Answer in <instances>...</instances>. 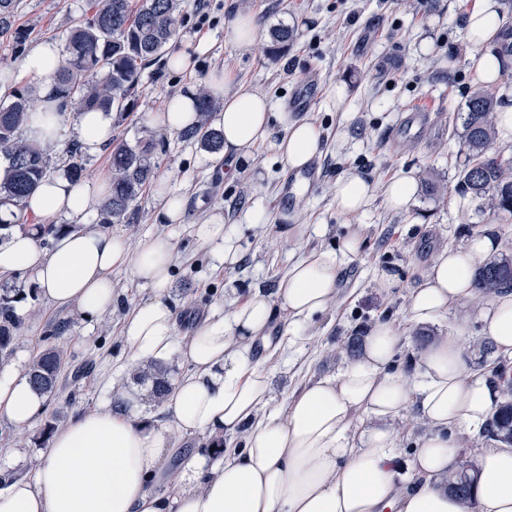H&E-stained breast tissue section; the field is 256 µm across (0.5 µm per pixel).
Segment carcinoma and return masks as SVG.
Segmentation results:
<instances>
[{
  "instance_id": "obj_1",
  "label": "carcinoma",
  "mask_w": 512,
  "mask_h": 512,
  "mask_svg": "<svg viewBox=\"0 0 512 512\" xmlns=\"http://www.w3.org/2000/svg\"><path fill=\"white\" fill-rule=\"evenodd\" d=\"M182 0H102L90 5L91 14L69 25L62 51V62L53 99L59 114L101 109L124 112L129 98L137 91L142 73L165 55L175 42L182 21ZM16 0H0V33L10 35L19 46L27 33L13 28ZM31 95L18 91L14 99L0 105V213L12 216L7 221L0 216V241L15 228L36 233L44 240L62 228L60 224L25 223L24 201L50 173V147L36 146L20 135L30 119ZM497 98L488 90L474 92L467 101L462 126V149L465 161L458 171L460 190L471 195L501 220L512 219V161L492 152L495 134ZM201 147L218 153L222 135L200 125L190 135ZM151 141L130 146L123 141L113 144L111 154L110 192L101 205L102 223H121L129 218L133 202L143 186L154 176ZM85 171L83 155L74 145L68 154L67 173L77 180ZM475 280L485 295L502 286L512 285V259L501 258L479 266ZM15 318L9 286L0 287V356L12 352ZM64 365L63 352L49 347L38 351L24 366L29 381L46 394L54 393L59 373ZM133 379L151 384L152 400L164 403L172 383L167 368L152 362L133 369ZM512 430V402L501 403L486 425L490 438ZM473 461L462 457L458 469L448 475L449 491L464 500L470 499L471 486L477 470L469 471L468 488L456 492L459 470Z\"/></svg>"
}]
</instances>
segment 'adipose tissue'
Segmentation results:
<instances>
[{"label": "adipose tissue", "mask_w": 512, "mask_h": 512, "mask_svg": "<svg viewBox=\"0 0 512 512\" xmlns=\"http://www.w3.org/2000/svg\"><path fill=\"white\" fill-rule=\"evenodd\" d=\"M463 33L478 82L501 84L512 69V16L499 0H471ZM61 65L58 46L33 45L18 71L0 73V100L21 81L39 88L41 101L25 128L27 139L57 142L61 117L50 97ZM209 91L221 107L211 125L223 135L225 156L254 159L257 146L274 144L289 169L307 167L323 154L318 126L305 115L274 111L263 93L235 84L231 72L211 76ZM196 94L172 96L152 123L180 134L199 124ZM77 140L99 153L112 138V116H78ZM103 183L48 177L26 201L27 213L70 219L42 250L36 236L16 230L0 242V273L27 271L40 296L57 309H78L98 319L117 305L114 271L130 269L151 296L123 318L120 338L134 362L179 359L189 370L164 403L166 420L143 416L136 394L123 391L120 373L102 385L100 408L73 416L57 429L29 476L0 486V512H512V450L479 448L480 475L470 501L448 491L456 461L450 432L478 437L499 398L490 373L469 371L461 358V333L438 336L413 354L412 374L390 367L400 351L403 324L437 323L449 311L474 303L473 271L498 241L472 234L458 248L434 252L408 290L404 318L369 327L360 352L333 375L310 380L272 407L269 376L256 348L278 351L303 338L310 321L327 311L339 292L343 263L358 259L363 229L343 239L337 252L312 249L295 261L275 295L254 291L228 312L213 311L177 343L176 314L168 294L179 260L173 239L153 234L130 243L122 235L80 229L101 204ZM370 178L354 169L336 181V208L353 217L371 204ZM212 246L225 271L237 269L241 246L220 211L192 227ZM497 356L512 360V289L499 288L478 310ZM284 338H273L276 326ZM44 410V397L23 372L22 360L0 364V415L17 428ZM430 428L402 466L401 416ZM204 436L224 442L215 461L196 455L172 467L181 439ZM166 483L157 492L152 482Z\"/></svg>", "instance_id": "1"}]
</instances>
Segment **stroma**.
Masks as SVG:
<instances>
[{"label":"stroma","mask_w":512,"mask_h":512,"mask_svg":"<svg viewBox=\"0 0 512 512\" xmlns=\"http://www.w3.org/2000/svg\"><path fill=\"white\" fill-rule=\"evenodd\" d=\"M184 5L180 34L169 52L185 54L187 68L148 67L128 111L114 113L112 137L132 146L144 139L156 143L155 177L187 198L186 221L155 224L156 202L146 188L133 204V222L109 227L133 242L162 231L176 243L181 258L169 296L177 315V341H184L211 310L228 308L257 289L275 292L289 265L305 250L337 251L351 223L365 225V249L342 270L333 309L312 319L308 339L297 341L266 366L279 402L307 380L339 371L349 356L348 338L363 336L385 314L404 315L406 288L419 281L433 249L461 246L471 234L486 231L501 241L503 255L512 258V224L492 221L457 185L464 157L450 120L478 88L461 25L468 0H184ZM87 8L88 0H17L14 24L27 29L28 36L19 47L0 36V70L18 69L28 46L37 42L64 45L69 20ZM240 10L253 12L259 25L256 42L245 51L236 49L229 36L230 21ZM278 25L292 29L294 39L273 52L270 32ZM424 38L431 42L426 54L420 49ZM223 68L236 82L266 94L277 110L296 82L319 74L321 94L310 111L325 145L317 187L282 203L288 167L270 148L261 149L251 166L217 154L203 168L197 164V141L148 123V115L163 111L170 96L206 85ZM340 84L347 91L341 104L336 101ZM416 107L430 110L429 134L419 140L396 139L395 129ZM351 168L369 175L374 184L371 206L352 219L340 214L335 203L336 180ZM399 171L412 174L418 183L416 200L406 213L392 211L384 202L383 184ZM214 208L223 211L244 255L237 270L224 275L214 271L218 260L213 248L198 244L191 232L192 223ZM249 210L262 213L263 223H246L243 216ZM287 215L300 224L325 225L326 232L304 242L279 240L277 227ZM381 269L398 273L403 287L390 293L378 288ZM6 280L28 292L14 353L30 357L54 346L65 357L55 392L25 431L0 418V471L12 476L30 473L44 449L40 432L48 421L64 423L100 407L101 382L115 371L129 377L119 331L125 313L150 292L130 270L113 272L120 301L90 324L77 310L52 308L30 294L28 273H11ZM458 329L465 336L470 370L502 366L512 373V361L495 356L483 323L462 308L433 326H403V350L395 370L410 372L411 353L419 344Z\"/></svg>","instance_id":"stroma-1"}]
</instances>
